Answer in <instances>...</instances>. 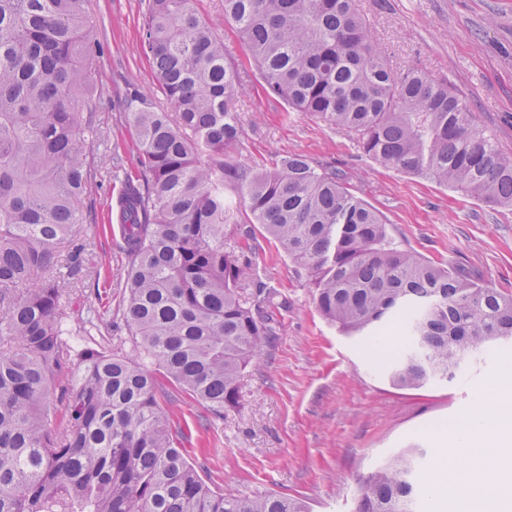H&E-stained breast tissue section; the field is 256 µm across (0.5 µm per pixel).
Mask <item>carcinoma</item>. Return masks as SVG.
<instances>
[{"instance_id": "obj_1", "label": "carcinoma", "mask_w": 512, "mask_h": 512, "mask_svg": "<svg viewBox=\"0 0 512 512\" xmlns=\"http://www.w3.org/2000/svg\"><path fill=\"white\" fill-rule=\"evenodd\" d=\"M200 0H148L141 51L162 99L125 107L138 167L119 200L136 356L69 343L60 246L84 223L87 80L99 42L86 0H0V512H306L297 498H245L209 486L176 446L163 381L216 414L274 319L242 299L252 268L224 250L243 192L250 220L314 284L321 314L347 334L405 318L392 383L452 379L463 357L512 341V296L402 249L340 175L301 155L245 168L238 67ZM267 96L355 137L384 167L512 207V158L471 124L445 80L395 70L356 0H224ZM81 367L70 377L72 365ZM59 384V406L49 392ZM414 453L364 476L356 512H414Z\"/></svg>"}]
</instances>
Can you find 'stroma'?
I'll use <instances>...</instances> for the list:
<instances>
[{
    "label": "stroma",
    "instance_id": "1",
    "mask_svg": "<svg viewBox=\"0 0 512 512\" xmlns=\"http://www.w3.org/2000/svg\"><path fill=\"white\" fill-rule=\"evenodd\" d=\"M148 0H87L104 50L88 84L96 135L87 142L90 178L82 201L86 222L61 249L72 290L71 327L78 330L86 306L99 316L88 338L109 347L128 346L120 302L126 294L128 258L122 246L118 202L123 183L112 173L120 152L134 168L128 88L157 94L155 73L140 50ZM372 37L392 68L417 67L447 80L466 101L474 128L491 134L512 156V0H357ZM200 11L235 62L247 58L224 0H201ZM238 101L241 134L227 150L251 167L290 155L343 174L349 190L385 219L401 248L448 267L468 269L475 282L512 294V208L493 205L451 187L376 163L351 135L283 101L266 97L256 70L244 79ZM239 221L224 227V248L247 254L266 284L276 334L257 364L241 378L237 407L215 414L168 387L164 407L181 433V446L205 481L244 497L285 493L303 499L308 512H356L361 479L405 448L416 449L415 512H448L430 490L435 476L455 474L436 453L437 428L485 408L486 380L512 360V343L462 367L455 380L420 389L394 386L393 354L377 357L374 338L349 336L318 311L310 279L283 249L247 223V203L227 188Z\"/></svg>",
    "mask_w": 512,
    "mask_h": 512
}]
</instances>
